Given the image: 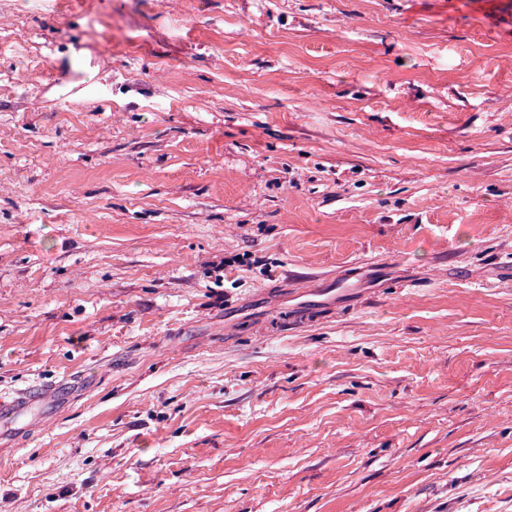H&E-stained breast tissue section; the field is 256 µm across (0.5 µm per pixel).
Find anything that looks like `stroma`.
I'll use <instances>...</instances> for the list:
<instances>
[{
	"label": "stroma",
	"instance_id": "35a3bbf8",
	"mask_svg": "<svg viewBox=\"0 0 512 512\" xmlns=\"http://www.w3.org/2000/svg\"><path fill=\"white\" fill-rule=\"evenodd\" d=\"M33 386L0 512H512V0H0Z\"/></svg>",
	"mask_w": 512,
	"mask_h": 512
}]
</instances>
